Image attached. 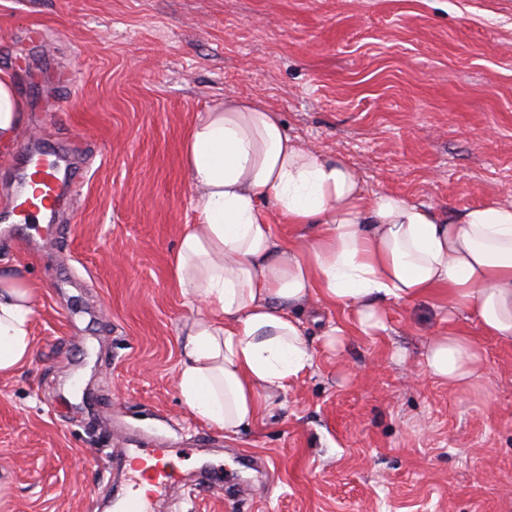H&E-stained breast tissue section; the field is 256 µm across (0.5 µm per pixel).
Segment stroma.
<instances>
[{
  "mask_svg": "<svg viewBox=\"0 0 512 512\" xmlns=\"http://www.w3.org/2000/svg\"><path fill=\"white\" fill-rule=\"evenodd\" d=\"M0 68L29 104L0 154V264L36 302L33 355L0 378V512H112L118 447L149 439L219 474L182 512H512V346L465 321L492 386L454 392L422 368L447 327L432 303L392 306L337 357L323 333L351 311L308 308L313 370L228 437L177 389L197 311L171 269L197 219L183 143L229 95L368 193L447 216L512 201V0H0ZM37 147L81 185L21 224Z\"/></svg>",
  "mask_w": 512,
  "mask_h": 512,
  "instance_id": "1",
  "label": "stroma"
}]
</instances>
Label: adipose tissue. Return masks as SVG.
Returning a JSON list of instances; mask_svg holds the SVG:
<instances>
[{
	"mask_svg": "<svg viewBox=\"0 0 512 512\" xmlns=\"http://www.w3.org/2000/svg\"><path fill=\"white\" fill-rule=\"evenodd\" d=\"M27 102L0 69V151L17 141ZM197 221L185 225L173 274L198 310L186 324L177 385L198 418L229 434L268 412L314 365L297 318L314 304L346 308L370 336L393 304L437 301L512 345V203L454 216L390 192L368 194L359 172L291 137L266 104L234 96L200 113L184 141ZM301 228L280 245L273 224ZM28 279L0 269V377L34 343ZM422 366L466 390L486 356L456 324L432 337Z\"/></svg>",
	"mask_w": 512,
	"mask_h": 512,
	"instance_id": "adipose-tissue-1",
	"label": "adipose tissue"
}]
</instances>
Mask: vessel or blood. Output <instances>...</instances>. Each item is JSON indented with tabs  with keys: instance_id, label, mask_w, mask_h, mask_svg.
Segmentation results:
<instances>
[{
	"instance_id": "vessel-or-blood-1",
	"label": "vessel or blood",
	"mask_w": 512,
	"mask_h": 512,
	"mask_svg": "<svg viewBox=\"0 0 512 512\" xmlns=\"http://www.w3.org/2000/svg\"><path fill=\"white\" fill-rule=\"evenodd\" d=\"M59 178L56 168L49 164L35 163L26 179V191L20 197L15 216L23 222L40 213L54 211L58 200ZM139 465L134 483L121 491V512H153L151 493L142 492L143 484H150L153 490L172 485L178 470L173 459L156 449L139 448L135 451Z\"/></svg>"
}]
</instances>
